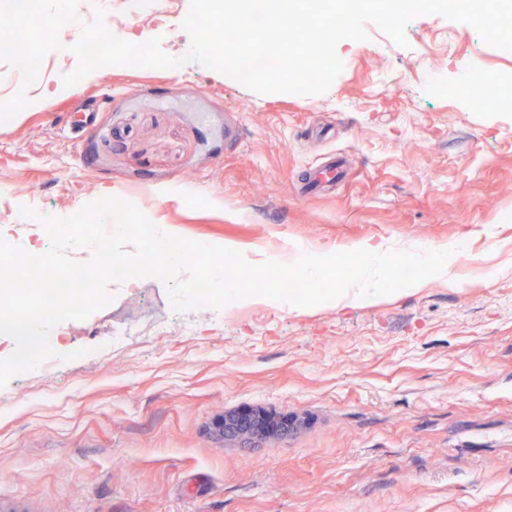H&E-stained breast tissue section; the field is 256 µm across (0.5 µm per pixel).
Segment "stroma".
Listing matches in <instances>:
<instances>
[{"label": "stroma", "instance_id": "35a3bbf8", "mask_svg": "<svg viewBox=\"0 0 512 512\" xmlns=\"http://www.w3.org/2000/svg\"><path fill=\"white\" fill-rule=\"evenodd\" d=\"M190 0L165 19L140 0H79L115 37L190 49ZM342 40L328 91L257 93L196 63L107 66L68 89L78 57L50 52L23 86L0 63V230L29 237L21 207L69 216L119 197L174 235L259 264L304 243L468 238L452 280L423 279L364 305L264 297L174 324L156 278L55 327V377L0 388V512H512V112L448 87L512 70L465 22L413 19L406 45L375 26ZM345 157L333 191L312 169ZM297 421L254 443L217 433L225 413Z\"/></svg>", "mask_w": 512, "mask_h": 512}]
</instances>
